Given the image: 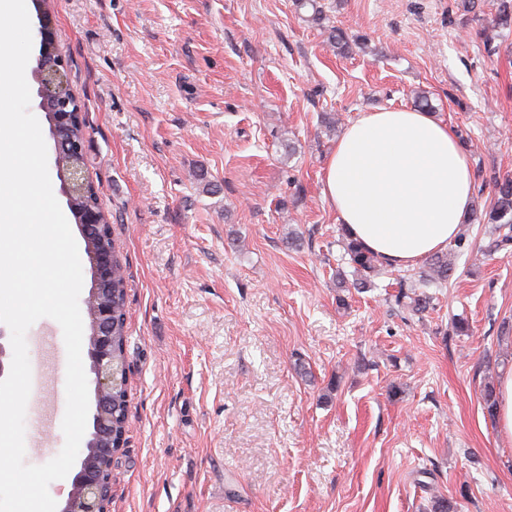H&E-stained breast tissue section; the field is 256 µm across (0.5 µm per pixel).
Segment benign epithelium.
Here are the masks:
<instances>
[{
	"instance_id": "benign-epithelium-1",
	"label": "benign epithelium",
	"mask_w": 512,
	"mask_h": 512,
	"mask_svg": "<svg viewBox=\"0 0 512 512\" xmlns=\"http://www.w3.org/2000/svg\"><path fill=\"white\" fill-rule=\"evenodd\" d=\"M37 66L32 72L37 85L38 109L45 113L54 141V168L60 193L76 215L84 239V252L91 266L92 288L84 299L90 320L88 357L95 375V411L92 432L85 442L80 469L72 481L64 506L59 512H110L112 503V455L101 452L112 448V389L116 378L112 352V234L102 237L91 230L103 223L105 212L99 203L75 206L77 196L92 184L83 150V137L72 131L83 123L82 109L73 94L66 65L49 24L51 10L39 6Z\"/></svg>"
}]
</instances>
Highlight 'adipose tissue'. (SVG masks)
Wrapping results in <instances>:
<instances>
[{"label": "adipose tissue", "instance_id": "ef3b65f1", "mask_svg": "<svg viewBox=\"0 0 512 512\" xmlns=\"http://www.w3.org/2000/svg\"><path fill=\"white\" fill-rule=\"evenodd\" d=\"M473 190L471 161L453 128L411 109L361 113L322 170V193L337 223L396 268L457 237Z\"/></svg>", "mask_w": 512, "mask_h": 512}]
</instances>
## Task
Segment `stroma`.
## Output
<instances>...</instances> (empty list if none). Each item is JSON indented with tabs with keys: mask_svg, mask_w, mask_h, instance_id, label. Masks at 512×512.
<instances>
[{
	"mask_svg": "<svg viewBox=\"0 0 512 512\" xmlns=\"http://www.w3.org/2000/svg\"><path fill=\"white\" fill-rule=\"evenodd\" d=\"M497 0H55L52 29L126 273L127 428L112 512H512L483 409L512 370V244L481 215L512 174V29ZM358 36L336 49L331 28ZM430 97L475 177L453 273L341 260L322 169L360 113ZM469 333L453 331L455 321ZM25 461L64 445L65 344L26 334ZM425 269L415 279L412 277L404 278L399 281V295L396 296L397 303H402V299L409 298L408 307L415 312H420L426 308L428 299L430 298L423 288H443L448 284V279L453 271L452 263L448 262V254H436L427 262ZM405 288L409 292H405ZM421 288V289H420ZM417 290H421L418 291ZM413 295V296H410Z\"/></svg>",
	"mask_w": 512,
	"mask_h": 512,
	"instance_id": "35a3bbf8",
	"label": "stroma"
}]
</instances>
